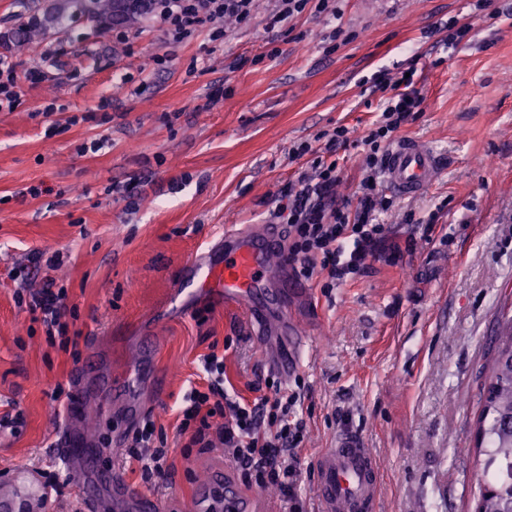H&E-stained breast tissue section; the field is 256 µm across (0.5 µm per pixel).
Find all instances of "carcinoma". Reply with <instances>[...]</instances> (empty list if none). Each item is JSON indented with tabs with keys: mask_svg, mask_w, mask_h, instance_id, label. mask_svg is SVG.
<instances>
[{
	"mask_svg": "<svg viewBox=\"0 0 512 512\" xmlns=\"http://www.w3.org/2000/svg\"><path fill=\"white\" fill-rule=\"evenodd\" d=\"M142 0H131L127 10L118 0H55L46 19L61 25L76 14L95 16L105 23L140 17ZM44 19V20H46ZM34 17L19 25L15 46H29L43 29ZM479 443H487L483 483L476 512H509L512 509V318L498 336L492 375L483 387V404L477 419Z\"/></svg>",
	"mask_w": 512,
	"mask_h": 512,
	"instance_id": "carcinoma-1",
	"label": "carcinoma"
}]
</instances>
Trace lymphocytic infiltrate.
<instances>
[{
    "label": "lymphocytic infiltrate",
    "mask_w": 512,
    "mask_h": 512,
    "mask_svg": "<svg viewBox=\"0 0 512 512\" xmlns=\"http://www.w3.org/2000/svg\"><path fill=\"white\" fill-rule=\"evenodd\" d=\"M256 0H146L150 22L162 28L171 43L192 38L210 27L213 39L224 35L225 19L249 21ZM47 70L26 68L13 56L0 54V109H14L27 87L48 80ZM376 85L388 98L383 121L361 140L368 169L353 197L336 195L341 176L336 163L317 162L313 173L301 174L296 185L284 187L272 211L275 223L288 228L287 256L293 272L318 279L330 290L347 278L360 276L367 258L384 256L398 263L399 243L391 241L386 225L376 220L383 207L377 189V173L384 149L415 114L423 98L414 77L390 79L378 76ZM17 305L37 314L48 334L66 335L65 288L46 280L39 290L16 289ZM207 375L205 390H193L181 411L178 430L189 437V447L208 451L223 449L225 456L250 485L279 493L288 512H303L299 495L300 450L305 422L299 409L305 399L301 389L266 377L250 387L253 399L229 395L224 358L217 351L203 357ZM127 454L136 461L144 479H164L169 470L167 435L153 420L143 421L127 434Z\"/></svg>",
    "instance_id": "f902f5d3"
}]
</instances>
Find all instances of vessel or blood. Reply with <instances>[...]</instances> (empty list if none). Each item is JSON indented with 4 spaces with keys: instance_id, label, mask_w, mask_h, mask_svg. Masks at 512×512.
Wrapping results in <instances>:
<instances>
[{
    "instance_id": "obj_1",
    "label": "vessel or blood",
    "mask_w": 512,
    "mask_h": 512,
    "mask_svg": "<svg viewBox=\"0 0 512 512\" xmlns=\"http://www.w3.org/2000/svg\"><path fill=\"white\" fill-rule=\"evenodd\" d=\"M441 162L427 141L404 137L388 149L383 182L394 193L410 197L438 181ZM279 230L264 225L225 228L224 251L219 256L201 255L185 265L177 296L209 297L246 313L259 335L289 338L290 343L275 355L273 367L281 377L296 373L302 364L307 342L299 325L288 317L279 293L268 288L269 259L279 253ZM56 456L63 466L81 460L92 484L117 489L138 512H153L155 501L127 485L116 471L97 466L96 451L82 438L61 430ZM318 512H377L381 482L380 467L361 437L352 432L337 435L314 463ZM198 512H271L264 497L245 495L231 483L214 477L200 490Z\"/></svg>"
}]
</instances>
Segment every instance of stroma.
<instances>
[{
  "label": "stroma",
  "instance_id": "obj_1",
  "mask_svg": "<svg viewBox=\"0 0 512 512\" xmlns=\"http://www.w3.org/2000/svg\"><path fill=\"white\" fill-rule=\"evenodd\" d=\"M335 6L329 15L307 5L272 29V4L259 0L249 22H225L223 39L204 27L179 45L145 22L103 31L77 18L48 25L20 53L29 67L43 66L46 45L57 57L53 79L0 111V487L54 474L40 512H80L83 476L54 455L69 421L101 448L103 466L141 485L120 401L106 419L97 400L69 402L87 360L117 380L146 361L157 379L146 415L164 427L173 465L152 494L156 512H193L200 485L233 470L223 449L185 454L176 429L177 408L202 383L201 359L233 338L228 386L246 398L276 345L259 343L223 302L178 308L180 272L225 227L267 223L274 196L314 157L338 163L336 194L352 196L366 174L359 142L384 108L374 79L411 68L424 102L399 134L432 142L445 171L418 196L382 192L379 222L412 244L401 265L369 260L328 294L306 283L300 494L315 512L312 462L348 428L383 470L378 512H475L476 420L512 310V0ZM465 23L469 35L449 46L450 26ZM162 55L167 64L151 65ZM339 126L350 143L328 153L323 136ZM303 142L312 153L292 157ZM35 252L58 256V269L34 270ZM50 277L67 290L64 348L14 299Z\"/></svg>",
  "mask_w": 512,
  "mask_h": 512
}]
</instances>
